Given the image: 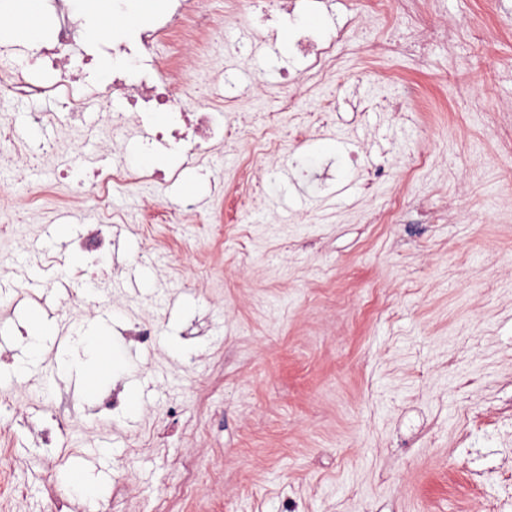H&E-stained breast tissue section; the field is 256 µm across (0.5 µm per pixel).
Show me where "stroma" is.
Segmentation results:
<instances>
[{
	"mask_svg": "<svg viewBox=\"0 0 512 512\" xmlns=\"http://www.w3.org/2000/svg\"><path fill=\"white\" fill-rule=\"evenodd\" d=\"M194 3L222 26L197 47L177 29L153 47L181 104L219 90L263 112L289 92L323 110L257 161V206L243 140L173 181L114 191L127 221L83 296L70 246L98 204L69 201L59 172L169 166L146 146L165 115L114 133L112 84L87 73L76 118L59 99L37 115L0 99L21 152L0 168V512H512V422L498 418L512 409V158L498 154L512 133V0H418L454 33L421 61L383 49L405 31L399 13L364 18L338 82L315 95L282 77L293 29L261 42L234 0ZM405 100L415 123L390 108ZM394 196L396 223H363ZM187 201L193 221L141 231L143 211ZM27 271L63 296L28 306ZM143 322L157 326L148 348L125 335ZM111 391L122 406L107 417ZM65 401V436L23 428Z\"/></svg>",
	"mask_w": 512,
	"mask_h": 512,
	"instance_id": "1",
	"label": "stroma"
}]
</instances>
